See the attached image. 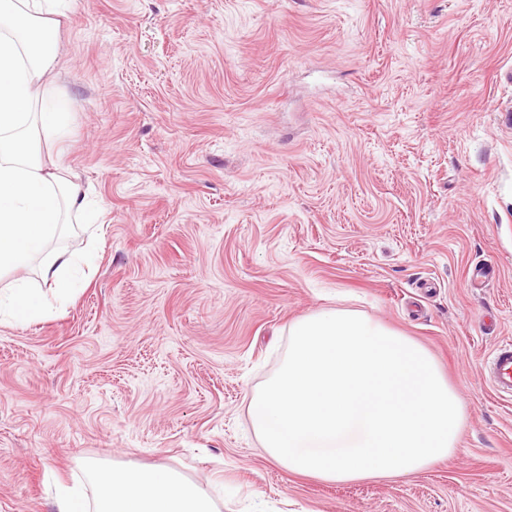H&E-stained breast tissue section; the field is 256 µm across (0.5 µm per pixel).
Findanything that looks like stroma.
Wrapping results in <instances>:
<instances>
[{
	"mask_svg": "<svg viewBox=\"0 0 512 512\" xmlns=\"http://www.w3.org/2000/svg\"><path fill=\"white\" fill-rule=\"evenodd\" d=\"M63 162L103 214L62 311L0 323V512H53L87 463L164 465L219 512H512V0H73ZM494 269L485 288L474 268ZM355 310L461 394L452 454L325 482L247 403L288 326ZM489 381L496 395L512 400V341L501 342L486 361Z\"/></svg>",
	"mask_w": 512,
	"mask_h": 512,
	"instance_id": "stroma-1",
	"label": "stroma"
}]
</instances>
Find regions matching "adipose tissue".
Here are the masks:
<instances>
[{"instance_id":"1","label":"adipose tissue","mask_w":512,"mask_h":512,"mask_svg":"<svg viewBox=\"0 0 512 512\" xmlns=\"http://www.w3.org/2000/svg\"><path fill=\"white\" fill-rule=\"evenodd\" d=\"M57 0H0V274L38 261L41 286L17 278L0 289V319L18 325L41 320L53 303H67L79 265L94 257L46 250L69 217L90 219L94 209L61 155L43 153L65 129L70 100L54 96L45 80L57 57L53 16ZM93 488L62 489L54 512H217L205 488L165 466H89Z\"/></svg>"}]
</instances>
